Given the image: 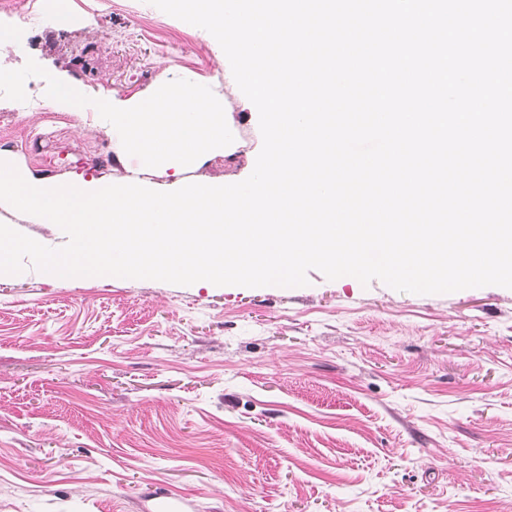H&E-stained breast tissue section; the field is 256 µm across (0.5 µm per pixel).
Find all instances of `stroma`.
I'll return each instance as SVG.
<instances>
[{
  "instance_id": "35a3bbf8",
  "label": "stroma",
  "mask_w": 512,
  "mask_h": 512,
  "mask_svg": "<svg viewBox=\"0 0 512 512\" xmlns=\"http://www.w3.org/2000/svg\"><path fill=\"white\" fill-rule=\"evenodd\" d=\"M0 0L34 59L96 99L170 68L222 93L234 156L185 170L248 177L257 112L204 30L148 0ZM0 155L42 179L111 184L112 129L94 106L0 96ZM0 223L58 248L54 224ZM303 287L0 276V512H143L178 493L196 512H512V289L418 295L381 280Z\"/></svg>"
}]
</instances>
